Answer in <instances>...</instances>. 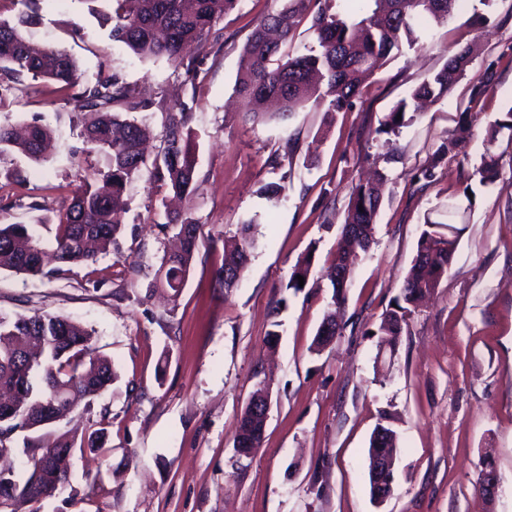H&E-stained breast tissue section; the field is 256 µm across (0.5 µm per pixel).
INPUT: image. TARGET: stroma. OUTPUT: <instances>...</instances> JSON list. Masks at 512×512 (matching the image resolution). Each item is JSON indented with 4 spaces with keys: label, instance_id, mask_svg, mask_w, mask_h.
I'll return each instance as SVG.
<instances>
[{
    "label": "stroma",
    "instance_id": "1",
    "mask_svg": "<svg viewBox=\"0 0 512 512\" xmlns=\"http://www.w3.org/2000/svg\"><path fill=\"white\" fill-rule=\"evenodd\" d=\"M283 4L239 0L202 44L185 49L188 72L113 41L106 0H0L1 18L37 13L27 36L65 48L80 82L115 74L147 101L134 118L154 133L148 152L160 145L159 100L186 104L198 173L188 209L200 226L174 300L153 285L174 248L163 226L168 190L146 171L127 182L122 231L95 262L47 278L0 269L1 314L40 309L81 323L120 375L90 411L50 428L56 436L107 429L100 454L70 461L78 505L47 500L18 512H512V140H487L489 123L512 108V0H460L419 44L393 50L350 110L331 116L310 104L286 122L253 121L234 93L239 55ZM465 47L471 61L447 96L398 134H376L386 113ZM464 112L470 137L432 178H420ZM36 121L49 125L52 151L40 163L21 155L0 162V224L28 225L48 247L59 212L109 161L85 143V117L57 84L0 79V124ZM488 152L498 176L483 184L476 170ZM378 169L389 181L374 242L353 268L337 335L312 352L332 297L324 271L351 191ZM10 170L20 179L7 178ZM270 183L280 186L278 198L262 194ZM249 220L255 246L239 286L227 292L215 279L224 238ZM449 223L461 233L448 275L385 362L375 336L381 317L425 225L441 231ZM310 251L307 285L289 289ZM263 379L272 391L263 445L240 460L237 424ZM387 418L398 448L392 494L379 505L367 450ZM487 460L499 477L491 503L478 492Z\"/></svg>",
    "mask_w": 512,
    "mask_h": 512
}]
</instances>
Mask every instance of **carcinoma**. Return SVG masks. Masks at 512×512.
<instances>
[{"label":"carcinoma","mask_w":512,"mask_h":512,"mask_svg":"<svg viewBox=\"0 0 512 512\" xmlns=\"http://www.w3.org/2000/svg\"><path fill=\"white\" fill-rule=\"evenodd\" d=\"M111 8L112 40L123 43L142 59L165 58L180 66L183 51L191 43H201L215 21L239 0H106ZM333 0H285L284 7L266 15L253 31L241 52L235 79V92L248 105L257 120L266 115L270 101L279 103L281 118L313 101L327 106L329 112H342L352 105L361 83L399 47V39L417 44L422 25L448 19L458 0H347L348 8L360 14L350 19L332 11ZM375 8L365 11V4ZM318 5L311 30L317 48L306 54L281 56V48L293 37L296 18L307 13L311 4ZM29 14L15 24L0 20V73L13 79L25 75L57 82L71 91L68 99L74 109L88 117L85 123L87 143L106 151L108 171L85 181L77 190L71 207L59 218L55 243L42 246L25 224H0V269L46 277L65 267L96 259L97 254L115 241L126 213L123 193L126 183L143 170L175 195L192 198L196 191L195 156L191 152L189 113L185 106L172 104L162 119L160 150L153 160L145 156L142 144L150 129L135 120L120 119L112 112L115 105L127 111L146 107L118 76L79 83L76 63L63 48L47 47L30 41L24 25L35 22ZM468 62V51L460 50L430 79L420 84L412 99L437 100L448 91ZM409 104L403 100L387 113L378 132L396 133L406 126ZM470 131L462 118L458 132L441 143L422 170L424 178L464 142ZM506 133L512 139V107L489 126V141ZM49 129L37 122L28 126L26 135L17 136L9 126L0 125V161L21 154L39 162ZM382 205L378 188L359 185L353 190L341 237V247L328 272L333 304L345 300L352 266L359 254L366 252ZM164 225L181 237V251L170 256L161 267L158 284L177 298L190 271L197 250L199 225L190 213L166 215ZM448 225L444 234L427 225L422 230L416 253L400 293L386 311L377 328L379 343L395 352L397 342L415 313L417 302L440 285L448 274L455 252L458 233ZM254 244V224L238 226L235 242L224 249L216 277L224 290L238 283L247 269ZM314 254L297 262L288 287L300 290L297 276L309 280ZM90 333L82 324L51 312L36 310L14 318L0 314V393L16 398V407L8 417L0 415V487L11 490L13 500L33 502L63 497L74 505L76 495L69 492L70 474L56 459L69 450L97 454L104 446L105 431L100 428L75 439L67 434L52 440L37 439L23 448L26 457L23 473H18L9 458L10 446L17 430H37L47 405L53 403L61 413H80L91 407L95 397L118 381L111 361L96 354L89 344ZM262 429V420L250 406L241 413L236 434L247 428ZM396 432L379 425L373 432L368 457H385L396 452Z\"/></svg>","instance_id":"obj_1"}]
</instances>
